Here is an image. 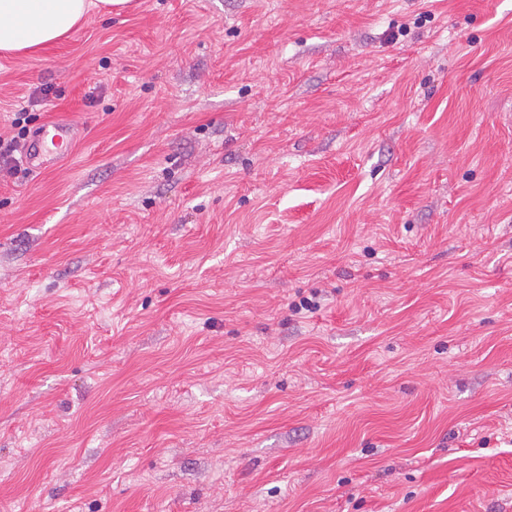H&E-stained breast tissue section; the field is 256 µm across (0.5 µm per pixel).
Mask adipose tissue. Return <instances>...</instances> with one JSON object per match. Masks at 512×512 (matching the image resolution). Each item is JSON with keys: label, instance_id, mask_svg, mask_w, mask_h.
Instances as JSON below:
<instances>
[{"label": "adipose tissue", "instance_id": "adipose-tissue-1", "mask_svg": "<svg viewBox=\"0 0 512 512\" xmlns=\"http://www.w3.org/2000/svg\"><path fill=\"white\" fill-rule=\"evenodd\" d=\"M127 0H0V52H34L68 37L89 12L111 16Z\"/></svg>", "mask_w": 512, "mask_h": 512}]
</instances>
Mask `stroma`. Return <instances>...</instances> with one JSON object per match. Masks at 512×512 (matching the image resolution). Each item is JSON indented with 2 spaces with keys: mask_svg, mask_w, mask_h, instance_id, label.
I'll return each instance as SVG.
<instances>
[{
  "mask_svg": "<svg viewBox=\"0 0 512 512\" xmlns=\"http://www.w3.org/2000/svg\"><path fill=\"white\" fill-rule=\"evenodd\" d=\"M18 112L0 512H512V0H130ZM50 127L37 142L25 144L24 155L29 164H32L42 155L57 152L64 145L67 147L68 142L66 139L71 135L70 127L60 123H52ZM48 136H50L49 140L47 139Z\"/></svg>",
  "mask_w": 512,
  "mask_h": 512,
  "instance_id": "35a3bbf8",
  "label": "stroma"
}]
</instances>
